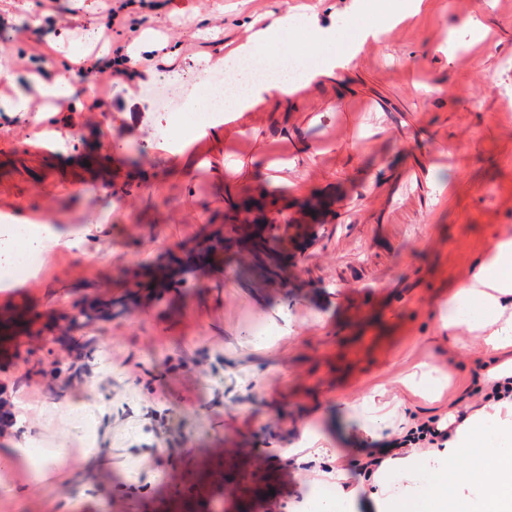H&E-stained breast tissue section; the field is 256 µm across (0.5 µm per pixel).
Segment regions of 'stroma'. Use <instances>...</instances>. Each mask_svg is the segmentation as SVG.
<instances>
[{"label": "stroma", "mask_w": 512, "mask_h": 512, "mask_svg": "<svg viewBox=\"0 0 512 512\" xmlns=\"http://www.w3.org/2000/svg\"><path fill=\"white\" fill-rule=\"evenodd\" d=\"M112 2L61 0L49 18L36 0H0V220L101 223L0 289V312L50 323L113 301L69 346L0 354L17 418L0 448L34 435L69 450L44 479L0 466V512H308L336 486L286 459L309 442L344 458L346 512H401L394 487L414 490L436 449L391 460L373 496L366 448L461 404L489 422L508 413L482 400L481 333L447 337L439 314L512 237V0H422L401 16L397 0H133L127 52L152 54L158 79L170 53L187 79L225 67L272 10L300 28L290 49L311 44V21L336 33L332 72L224 113L186 146L189 171L149 149L164 118L138 81H117L104 112L93 76L65 102L43 92L87 57ZM276 214L288 259L272 278L236 239ZM220 227V271H188L124 310L143 266ZM370 393L388 416L376 432L359 414ZM88 398V414L56 407Z\"/></svg>", "instance_id": "obj_1"}]
</instances>
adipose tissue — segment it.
I'll use <instances>...</instances> for the list:
<instances>
[{"label":"adipose tissue","mask_w":512,"mask_h":512,"mask_svg":"<svg viewBox=\"0 0 512 512\" xmlns=\"http://www.w3.org/2000/svg\"><path fill=\"white\" fill-rule=\"evenodd\" d=\"M80 239L78 233L60 228L52 222L0 225V281L14 279L12 269L24 263L27 254L41 253L59 245L71 246ZM476 303L478 318L464 316L463 302ZM441 326L449 334L460 329L485 330L484 343L489 357L512 348V238L497 239L481 256L470 277L448 300V315ZM455 448L438 456L437 478L461 472L467 484L479 494L472 512H512V417L500 422L493 431H485L476 416H465L456 429ZM481 449L478 461L458 469L461 456L471 449Z\"/></svg>","instance_id":"obj_1"}]
</instances>
